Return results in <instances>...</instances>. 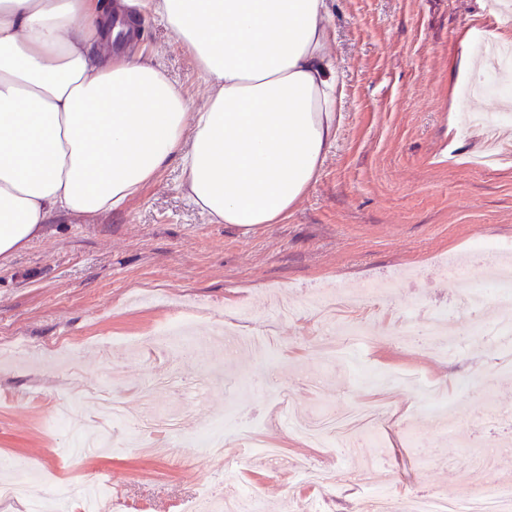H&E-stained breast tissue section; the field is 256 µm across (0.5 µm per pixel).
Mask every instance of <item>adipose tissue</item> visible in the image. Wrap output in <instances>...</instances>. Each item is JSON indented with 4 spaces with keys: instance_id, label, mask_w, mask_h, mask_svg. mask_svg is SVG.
<instances>
[{
    "instance_id": "ef3b65f1",
    "label": "adipose tissue",
    "mask_w": 512,
    "mask_h": 512,
    "mask_svg": "<svg viewBox=\"0 0 512 512\" xmlns=\"http://www.w3.org/2000/svg\"><path fill=\"white\" fill-rule=\"evenodd\" d=\"M333 0H134L213 93L190 112L158 66L94 59L106 0H0V261L55 215L118 210L170 165L216 224L285 218L342 122Z\"/></svg>"
}]
</instances>
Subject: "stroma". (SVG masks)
I'll use <instances>...</instances> for the list:
<instances>
[{"label":"stroma","mask_w":512,"mask_h":512,"mask_svg":"<svg viewBox=\"0 0 512 512\" xmlns=\"http://www.w3.org/2000/svg\"><path fill=\"white\" fill-rule=\"evenodd\" d=\"M329 26L343 120L315 183L282 223L248 232L213 223L188 201L181 172L171 167L120 211L52 218L42 237L0 263V458L17 464L0 480H26L32 459L48 476L33 500L0 503V512H33L36 500L75 512L66 486L100 480L111 481L122 512H180L213 484L249 486L265 512H280L285 497L316 501L323 512H355L371 490L395 502L414 492L458 496L493 488L512 471V460L471 470L448 464L483 447L485 433L469 424L476 416L498 418L496 439L512 444V420L503 416L512 409V373L490 370L491 357L512 354V344L471 333L446 273L464 265L470 283H486L474 242L512 248V159L473 167L487 134L467 120L480 108L512 110V99L489 94L476 102L457 77L462 56H475L482 41L512 43V18H489L484 0H336ZM126 53L164 70L190 111L206 103L207 83L164 24L146 19ZM401 271L409 279L337 317L340 325L363 323L372 342L351 363L328 366L319 352L327 336L316 314L303 310L304 299ZM228 304L247 312L259 337L229 358L215 351L213 361L226 363L233 380L264 379L267 393H228L212 379L199 404L164 381L194 382L205 374L202 364L177 346L136 353L189 310L200 335L221 331ZM436 308L455 333L454 357L439 360L392 341L402 316ZM360 369L408 372L417 381L388 391L358 383ZM148 379L157 383L154 407L176 415L177 433L157 431L145 446L132 424L106 428L89 406L70 427L49 425L56 404L96 387L138 414ZM278 387L307 420L341 415L355 403L387 404L395 415L349 458L271 424ZM441 406L449 431L439 439L429 420ZM232 410L281 449L279 461L243 444L225 446L220 459L195 455L187 439ZM286 460L318 461L323 481L283 471Z\"/></svg>","instance_id":"35a3bbf8"}]
</instances>
